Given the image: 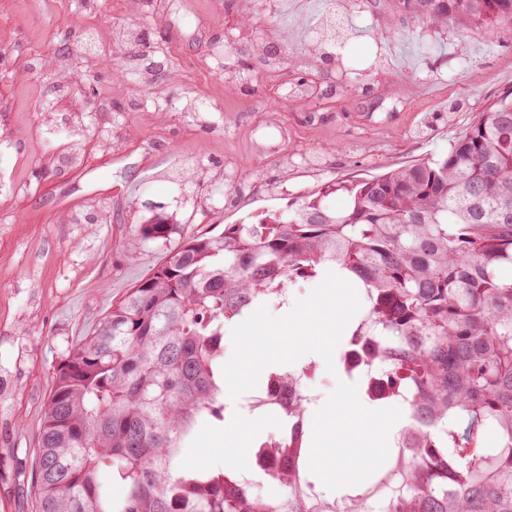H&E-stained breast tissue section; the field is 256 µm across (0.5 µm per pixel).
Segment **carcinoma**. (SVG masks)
<instances>
[{
    "label": "carcinoma",
    "instance_id": "obj_1",
    "mask_svg": "<svg viewBox=\"0 0 512 512\" xmlns=\"http://www.w3.org/2000/svg\"><path fill=\"white\" fill-rule=\"evenodd\" d=\"M431 26L512 32V0H402ZM311 44L343 66L346 29ZM342 192L336 210L328 198ZM178 242L112 304L56 366L29 482L34 512H336L302 478L306 405L257 454L285 493L272 500L242 475L192 470L184 443L224 420V325L245 320L288 282L339 266L364 289L349 342L383 336L392 386H415L423 422L408 490L391 512H512V93L491 102L447 153L316 194L218 236L165 216L137 241ZM307 369L272 372L288 392ZM493 427L492 442L487 429ZM126 488L112 497V484Z\"/></svg>",
    "mask_w": 512,
    "mask_h": 512
}]
</instances>
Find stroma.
<instances>
[{"mask_svg":"<svg viewBox=\"0 0 512 512\" xmlns=\"http://www.w3.org/2000/svg\"><path fill=\"white\" fill-rule=\"evenodd\" d=\"M158 14L151 0H11L10 21L0 24V171L11 174L17 193L0 191V512H34L30 487L18 476L31 469L39 427L55 366L136 282L150 275L173 244L162 239L133 243L132 232L152 211L186 229L221 234L225 225L248 224L335 179L369 178L433 154L450 143L497 97L512 91V39L481 28L434 27L403 12L398 0H365L353 18L360 30L346 48L345 63L370 67L371 80L354 93L298 100L272 82L262 63L256 81L231 80L238 17L253 0H167ZM327 0H268L256 18L252 39L299 59L314 58L306 29L320 19ZM136 25L161 32L144 53L165 63L159 82L141 105L127 107L124 84L104 71L93 81L97 95L85 99L91 132L87 163L64 170L52 158L65 145L71 103L58 102L54 68L16 74L13 61L24 51L48 60L70 52L78 30ZM168 100L153 111L156 97ZM216 103L204 121L186 118L183 100ZM465 103L448 121L449 101ZM121 105L112 114L113 105ZM196 171L193 185L160 179L159 171L181 164ZM238 171L245 191L227 198L211 182L208 168ZM107 222L87 223L93 210ZM319 279L288 285V303L272 302L253 316L260 330L245 336L240 323L224 327V359L259 351L284 372L311 366L307 383L308 453L304 471L320 492L330 463L357 459L353 474L372 494L396 464L386 430L397 425L403 406L378 404L379 420L368 431H343L325 421L346 393H359L341 369H327L295 351L319 344V327L352 319L346 302L323 305ZM233 447L256 452L280 426L268 418L259 431L239 426L225 409L220 425L207 424L183 448L185 467L214 470L224 465V432Z\"/></svg>","mask_w":512,"mask_h":512,"instance_id":"stroma-1","label":"stroma"}]
</instances>
